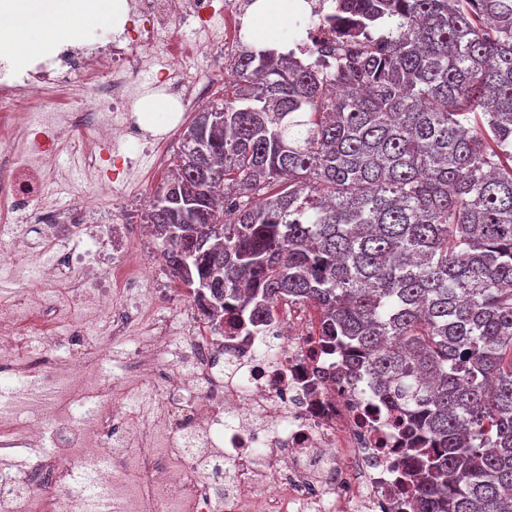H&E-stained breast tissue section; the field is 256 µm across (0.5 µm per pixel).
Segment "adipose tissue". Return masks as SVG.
<instances>
[{
	"label": "adipose tissue",
	"mask_w": 512,
	"mask_h": 512,
	"mask_svg": "<svg viewBox=\"0 0 512 512\" xmlns=\"http://www.w3.org/2000/svg\"><path fill=\"white\" fill-rule=\"evenodd\" d=\"M121 8L120 0H95L90 8L84 0H0V15L10 18L0 25V50L24 61L48 41L69 38L87 22Z\"/></svg>",
	"instance_id": "1"
}]
</instances>
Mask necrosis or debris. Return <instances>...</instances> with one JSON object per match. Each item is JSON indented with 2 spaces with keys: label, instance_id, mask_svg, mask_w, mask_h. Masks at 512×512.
<instances>
[{
  "label": "necrosis or debris",
  "instance_id": "necrosis-or-debris-1",
  "mask_svg": "<svg viewBox=\"0 0 512 512\" xmlns=\"http://www.w3.org/2000/svg\"><path fill=\"white\" fill-rule=\"evenodd\" d=\"M246 0H129L132 26L106 45L54 50L21 74L0 63V272L41 262L39 277L0 304V354L26 385L0 403V451L50 441L56 453L25 472L0 465V492L23 488L11 512H413L404 414L366 383L341 377V353L321 348L304 308L276 311L258 331L215 326L205 303L186 297L176 326L154 322L136 350L134 381L99 371L103 348L89 334L124 309L148 315L158 291L150 268L118 274L124 238L104 241L97 222L75 235L74 214L48 202L65 181L48 176L62 134L94 113L98 135L125 143L140 130L107 121L94 97L131 111L141 65L169 55L156 85L181 105L203 92L184 57L215 26L229 25L238 51ZM43 216L40 252L20 248V215ZM48 332L45 360L29 336ZM152 387L148 407H112L113 390ZM87 476L77 483L76 473Z\"/></svg>",
  "mask_w": 512,
  "mask_h": 512
}]
</instances>
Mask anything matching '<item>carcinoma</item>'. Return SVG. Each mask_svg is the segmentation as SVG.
I'll list each match as a JSON object with an SVG mask.
<instances>
[{
    "label": "carcinoma",
    "instance_id": "obj_1",
    "mask_svg": "<svg viewBox=\"0 0 512 512\" xmlns=\"http://www.w3.org/2000/svg\"><path fill=\"white\" fill-rule=\"evenodd\" d=\"M343 37L226 66L147 205L172 277L282 306L407 409L419 512H512V0H334Z\"/></svg>",
    "mask_w": 512,
    "mask_h": 512
}]
</instances>
